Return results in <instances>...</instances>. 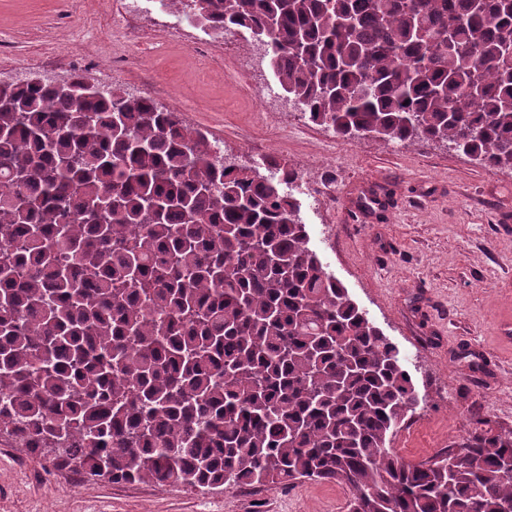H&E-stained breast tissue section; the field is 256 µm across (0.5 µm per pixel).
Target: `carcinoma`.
<instances>
[{
	"mask_svg": "<svg viewBox=\"0 0 512 512\" xmlns=\"http://www.w3.org/2000/svg\"><path fill=\"white\" fill-rule=\"evenodd\" d=\"M266 43L315 125L512 171V0H175ZM149 97L0 83V435L113 483L310 480L349 512H512V431L391 448L398 348L308 247L295 172Z\"/></svg>",
	"mask_w": 512,
	"mask_h": 512,
	"instance_id": "carcinoma-1",
	"label": "carcinoma"
}]
</instances>
